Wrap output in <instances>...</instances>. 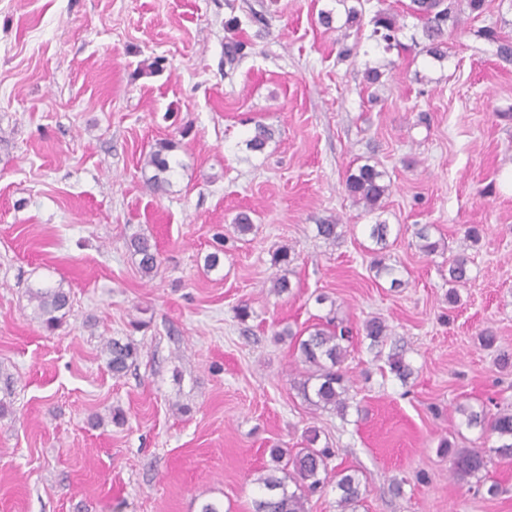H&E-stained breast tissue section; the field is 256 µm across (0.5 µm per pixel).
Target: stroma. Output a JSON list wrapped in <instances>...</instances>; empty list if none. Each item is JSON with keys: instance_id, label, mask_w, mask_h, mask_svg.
Here are the masks:
<instances>
[{"instance_id": "stroma-1", "label": "stroma", "mask_w": 512, "mask_h": 512, "mask_svg": "<svg viewBox=\"0 0 512 512\" xmlns=\"http://www.w3.org/2000/svg\"><path fill=\"white\" fill-rule=\"evenodd\" d=\"M335 6L0 0V512H252L271 448L297 451L311 426L365 486L357 512H512V463L482 471L492 498L457 482L439 450L498 444L461 429L458 406L512 409V363L497 360L512 353V58L475 36L512 42V0L462 9L440 65L412 42V17L402 47L377 46L365 23L340 57L318 22ZM232 40L246 49L230 64ZM369 66L381 83L367 84ZM259 122L273 138L251 152ZM165 139L176 166L157 192L146 161ZM367 162L391 181L372 212L345 191ZM332 216L329 242L316 226ZM378 222L398 289L369 268ZM421 224L436 254L420 251ZM471 225L481 238L452 304L448 264ZM135 234L157 245L155 276L138 268ZM282 247L294 260L281 270ZM281 272L291 291L279 296ZM39 286L71 296L52 333L29 300ZM330 312L355 328L386 320L408 383L357 335L347 414L313 410L294 385L292 336ZM113 337L138 348L119 378Z\"/></svg>"}]
</instances>
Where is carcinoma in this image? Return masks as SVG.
Returning a JSON list of instances; mask_svg holds the SVG:
<instances>
[{
	"label": "carcinoma",
	"mask_w": 512,
	"mask_h": 512,
	"mask_svg": "<svg viewBox=\"0 0 512 512\" xmlns=\"http://www.w3.org/2000/svg\"><path fill=\"white\" fill-rule=\"evenodd\" d=\"M343 6L346 19L343 25L333 27V15L322 11L318 15L321 26L336 31V42L342 43L350 37V29L360 28L363 9L347 5V0H336ZM408 14L422 24L424 46L422 52L431 59L441 62L448 57V27H455L460 22V9L456 0H410ZM371 38L377 43L385 44L390 49L400 44L399 34L404 25L397 15L385 10L374 11L370 19ZM272 139V131L266 125L258 123L253 135L246 140V147L252 152H262ZM172 149L169 143H163L150 155L147 164L157 170L153 176L154 189L162 191L168 183L166 174L172 171L166 152ZM391 183L386 181V173L376 166L363 164L349 173L345 181V191L357 205L373 211L381 207L389 194ZM339 224L335 218H329L316 225L319 237L334 241L339 237ZM432 225L422 224L416 231L419 249L430 255L438 251L439 241L432 239ZM389 225L379 222L370 225L369 238L378 245L373 250L374 258L371 269L375 276L390 278V287L400 288L401 279L395 277V268L386 262V239ZM130 249L138 258V266L146 276L158 271L159 252L151 239L145 235H134L130 239ZM468 257L466 250H461L448 265V284L456 286L469 278ZM35 301V313L46 330L53 332L63 324L70 306V293L63 288H36L31 292ZM359 332L369 340V349L382 354V347L390 336L388 324L380 317L364 320ZM352 330L348 327L336 329L333 321L315 324L308 330V336L299 339L297 345L299 362L305 367L304 379L299 382L303 396L316 408H333L340 415L348 409V386L345 374L341 370L348 347L344 343L351 341ZM108 355L107 366L115 377L122 376L134 360L137 348L131 341L123 342L112 339L106 342ZM389 372L405 384L414 374V369L407 362L404 352L394 349L386 357ZM457 411L464 417L463 424L468 429H478L498 438L500 445L494 452L504 460H512V411H499L489 414L485 410L477 411L461 405ZM320 431L311 427L305 435L306 447L300 449L290 460H285L288 451L273 448L270 451L275 467L269 473H260L255 479L261 491L253 501V512H307L308 497L325 487L329 481V461L334 456L333 449L318 446ZM439 448L452 455V475L459 480L477 476L487 468L485 452L480 448H456L444 439ZM336 489L339 491L337 507L340 512H356L362 501V483L356 474L343 469L336 472Z\"/></svg>",
	"instance_id": "carcinoma-1"
}]
</instances>
